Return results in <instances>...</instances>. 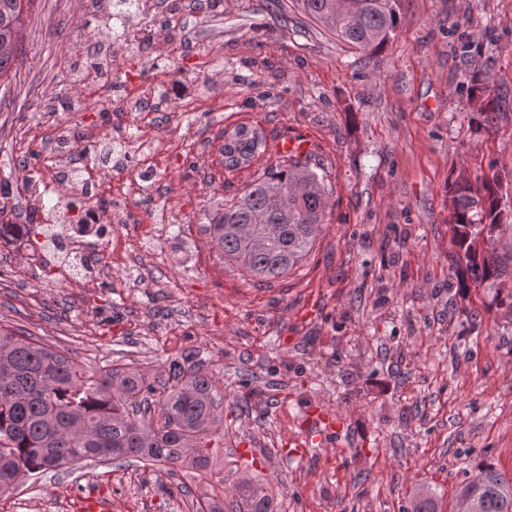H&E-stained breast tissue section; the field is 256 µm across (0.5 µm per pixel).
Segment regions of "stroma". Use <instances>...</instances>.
Segmentation results:
<instances>
[{
    "instance_id": "obj_1",
    "label": "stroma",
    "mask_w": 512,
    "mask_h": 512,
    "mask_svg": "<svg viewBox=\"0 0 512 512\" xmlns=\"http://www.w3.org/2000/svg\"><path fill=\"white\" fill-rule=\"evenodd\" d=\"M217 13L182 9L180 25L152 27L161 65L115 44L112 25L66 0H35L24 16L17 74L0 87V183L10 204L0 222L38 208L30 189L73 152V131L92 129L107 156L84 177L111 194L123 156L112 125L157 124L179 142L156 160L160 196L133 202L130 224L91 245L79 211L55 230L63 249L0 239V325L79 361L166 377L172 359L194 354L224 386V486L243 475L240 448L269 462L281 512H407L432 486L451 512L459 483L481 460L512 476V309L497 289L461 275L449 224L448 184L474 187L504 176L512 198V0H406L380 51L360 56L282 0H221ZM135 70L177 97L211 85L223 110L163 125L157 112L95 111L94 88ZM499 95L479 130L472 83ZM84 103L48 111L52 98ZM241 123L311 132V163L329 189L326 223L307 261L261 285L224 257L207 214L276 160L266 153L211 181L224 135ZM206 165H199V155ZM168 216L155 230L148 210ZM89 256L72 271L70 259ZM312 315H305V308ZM250 396L248 406L236 405ZM334 416L320 453L289 456L310 409ZM193 470L157 472L131 461L82 464L26 480L0 497V512H74L86 490L111 496L115 512H188L178 485L199 492Z\"/></svg>"
}]
</instances>
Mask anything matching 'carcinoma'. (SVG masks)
Segmentation results:
<instances>
[{"label": "carcinoma", "instance_id": "carcinoma-1", "mask_svg": "<svg viewBox=\"0 0 512 512\" xmlns=\"http://www.w3.org/2000/svg\"><path fill=\"white\" fill-rule=\"evenodd\" d=\"M32 0H0V79L18 60L22 16ZM404 0H297L301 11L363 54L384 47L396 31ZM476 128L485 127L499 97L487 87ZM263 141L240 126L224 144V168H238ZM324 176L309 162L284 158L253 177L208 217L215 245L251 277L276 279L295 269L323 230L328 204ZM450 224L458 262L473 282L512 279V249L497 232L512 218L501 205L500 178L474 189L448 183ZM57 244L49 224H1L0 238ZM192 355L171 361L155 384L132 367L88 376L75 360L0 327V487L83 461L135 459L174 473V467L211 474L215 481L192 498L191 512H224V479L216 476L224 447V386ZM237 512H276L270 486L247 480L235 488ZM475 512H512V478L481 462L457 487ZM411 512H437L436 492L425 486Z\"/></svg>", "mask_w": 512, "mask_h": 512}]
</instances>
